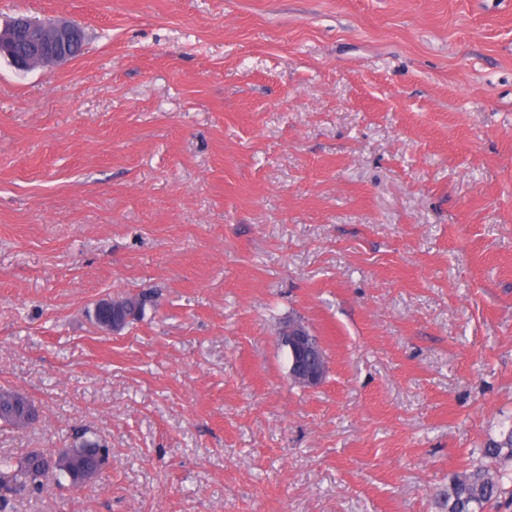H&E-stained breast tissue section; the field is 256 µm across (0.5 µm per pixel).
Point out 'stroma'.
<instances>
[{
  "label": "stroma",
  "instance_id": "1",
  "mask_svg": "<svg viewBox=\"0 0 512 512\" xmlns=\"http://www.w3.org/2000/svg\"><path fill=\"white\" fill-rule=\"evenodd\" d=\"M0 457L108 446L12 512H445L512 418V0H0ZM156 291L120 333L96 301ZM302 318L323 382L292 383ZM81 26L71 20L41 21L18 17L0 29V52L18 44L23 51L11 63L22 71L49 70L73 60L74 42L83 39ZM291 319H288V324L285 325L281 332L289 325V324H297V325H300L301 327H303L307 333L309 334V336L312 338L313 340V345H312V348L307 350L303 357H302V363H301V366L305 369H311V368H314V369H319L320 370V373L322 375V378H324L325 376V370H326V364H327V355H326V351L325 349L322 347V345L320 344V342L314 337L311 335L310 333V330L308 329V327L306 325H304L303 323V320L301 318H297V319H294L292 321H290ZM299 320V321H298ZM302 321V322H301ZM285 322V324L287 323ZM280 332V333H281Z\"/></svg>",
  "mask_w": 512,
  "mask_h": 512
}]
</instances>
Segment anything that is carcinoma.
Wrapping results in <instances>:
<instances>
[{
  "label": "carcinoma",
  "instance_id": "cac0c4a2",
  "mask_svg": "<svg viewBox=\"0 0 512 512\" xmlns=\"http://www.w3.org/2000/svg\"><path fill=\"white\" fill-rule=\"evenodd\" d=\"M156 295L148 292H128L110 301L95 303L89 316L98 325L115 322L124 329L145 317L146 310L156 305ZM327 355L318 340H313L301 366L318 369L325 373ZM12 391L0 389V422L15 425V406ZM69 451L81 458L72 468L51 463L50 457L59 449L45 452L32 449L19 460L0 458V512H7L10 497L18 493L40 496L53 488L80 489L84 486L87 473L99 472L110 461V449L96 437L82 431ZM482 457L500 463H512V422L502 427L500 439L490 441L482 449ZM512 481L507 469L491 470L481 464L473 466L462 474L453 476L448 482V512H485L487 505L503 493L504 480Z\"/></svg>",
  "mask_w": 512,
  "mask_h": 512
}]
</instances>
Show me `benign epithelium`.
Here are the masks:
<instances>
[{
    "mask_svg": "<svg viewBox=\"0 0 512 512\" xmlns=\"http://www.w3.org/2000/svg\"><path fill=\"white\" fill-rule=\"evenodd\" d=\"M83 39L81 26L71 20L41 21L18 17L0 29V52L17 44L23 51L11 59L19 70H49L73 58L74 42Z\"/></svg>",
    "mask_w": 512,
    "mask_h": 512,
    "instance_id": "1",
    "label": "benign epithelium"
}]
</instances>
